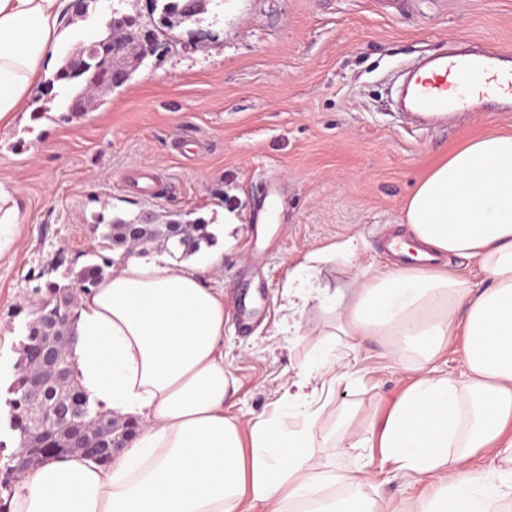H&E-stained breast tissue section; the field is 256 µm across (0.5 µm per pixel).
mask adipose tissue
<instances>
[{"mask_svg":"<svg viewBox=\"0 0 512 512\" xmlns=\"http://www.w3.org/2000/svg\"><path fill=\"white\" fill-rule=\"evenodd\" d=\"M72 0H0V124L29 95L63 37ZM410 241L475 260L462 276L439 267L356 265L350 292L329 290L306 256L288 274L291 307L318 301L333 320L282 325L315 337L310 394H283L247 424L224 414L236 385L224 370V293L205 287L208 265L137 257L82 293L70 358L91 401L140 416L144 430L105 464L52 456L27 472L10 512H326L325 485H353L356 469L315 461L327 433L324 393L346 365L336 342L382 340L391 359L414 352L415 375L379 424L335 432L341 455L380 449L398 470L429 481L405 512H512V135L487 134L435 165L404 208ZM462 342L466 370L430 364ZM301 421L288 426V414ZM484 454V470L464 462Z\"/></svg>","mask_w":512,"mask_h":512,"instance_id":"obj_1","label":"adipose tissue"}]
</instances>
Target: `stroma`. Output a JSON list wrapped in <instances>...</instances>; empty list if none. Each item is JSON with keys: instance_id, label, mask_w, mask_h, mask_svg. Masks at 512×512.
Listing matches in <instances>:
<instances>
[{"instance_id": "stroma-1", "label": "stroma", "mask_w": 512, "mask_h": 512, "mask_svg": "<svg viewBox=\"0 0 512 512\" xmlns=\"http://www.w3.org/2000/svg\"><path fill=\"white\" fill-rule=\"evenodd\" d=\"M83 3L55 62L101 31V0ZM175 32L178 45L159 49L80 118L43 80L30 113L0 126V182L21 209L15 246L0 256V505L19 450L9 387L29 302L68 271L119 257L97 222L160 214L209 225L234 215L229 240L199 252L222 253L204 284L224 293V369L237 387L225 413L245 422L269 411L312 353V340L275 333L288 317L289 271L351 238L363 264L394 266L386 243L408 235L415 185L470 139L512 134L511 107L421 130L394 104L398 75L419 57L494 49L512 60V0H209ZM146 175L156 182L150 194L135 188ZM269 180L281 188L279 215L261 238L249 215L263 205L256 186ZM415 360L383 356L374 341L350 354L362 378L337 384L325 419L353 407L360 423L380 420ZM366 461L357 495L401 506L430 491L379 450Z\"/></svg>"}]
</instances>
